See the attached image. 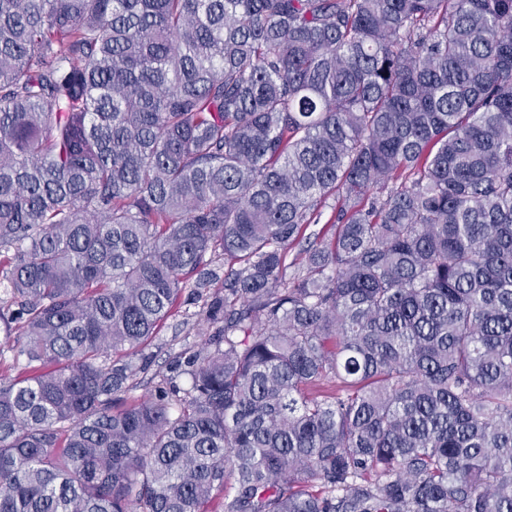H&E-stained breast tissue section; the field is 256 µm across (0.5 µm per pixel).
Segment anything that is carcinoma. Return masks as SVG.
I'll return each mask as SVG.
<instances>
[{
    "label": "carcinoma",
    "mask_w": 512,
    "mask_h": 512,
    "mask_svg": "<svg viewBox=\"0 0 512 512\" xmlns=\"http://www.w3.org/2000/svg\"><path fill=\"white\" fill-rule=\"evenodd\" d=\"M0 287V512H512V0H0ZM189 293V288L180 298L178 313L168 318L158 329L156 336L145 350L149 359L145 370L139 374L137 387L126 394L127 402L134 403L154 389L162 375L169 374V367L175 356L201 342L205 336H197L191 330V325L184 324L186 314L190 315L200 310L201 302L195 303ZM190 329V330H189Z\"/></svg>",
    "instance_id": "carcinoma-1"
}]
</instances>
